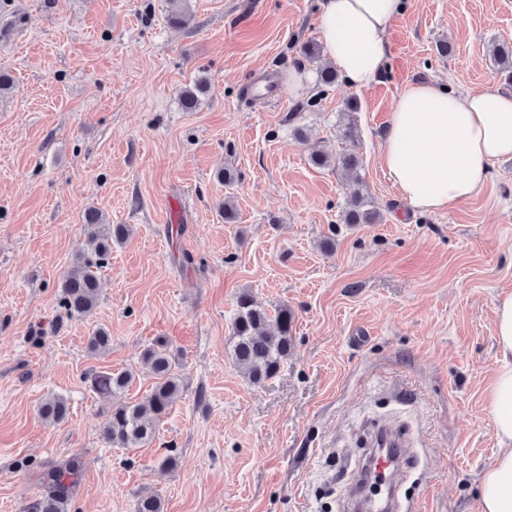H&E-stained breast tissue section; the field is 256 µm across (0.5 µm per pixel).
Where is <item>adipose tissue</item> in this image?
I'll return each mask as SVG.
<instances>
[{
    "label": "adipose tissue",
    "mask_w": 512,
    "mask_h": 512,
    "mask_svg": "<svg viewBox=\"0 0 512 512\" xmlns=\"http://www.w3.org/2000/svg\"><path fill=\"white\" fill-rule=\"evenodd\" d=\"M407 0H319L324 54L350 86L365 89L387 64L388 38ZM512 158V91L459 93L424 82L399 94L381 146L392 184L417 210L437 212L478 196L485 171ZM501 356L489 389L500 448L479 482L481 512H512V289L494 305Z\"/></svg>",
    "instance_id": "1"
}]
</instances>
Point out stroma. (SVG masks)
I'll return each instance as SVG.
<instances>
[{"mask_svg": "<svg viewBox=\"0 0 512 512\" xmlns=\"http://www.w3.org/2000/svg\"><path fill=\"white\" fill-rule=\"evenodd\" d=\"M175 8L0 0V70L14 81L0 99V512H26L43 471L73 456L68 512H134L149 495L164 512H343L369 419L413 437L400 495L415 512H479L498 449L488 391L494 304L512 287V159L490 166L477 197L425 213L379 154L405 85L504 86L489 50L512 43V0H408L375 83L302 96L288 79L317 71L301 47L321 39L318 0H190L181 28ZM200 78L208 90L184 110L179 93ZM306 96L317 106L295 112ZM316 147L356 153L358 177L313 166ZM358 193L376 223H345ZM90 208L131 234L100 271L94 312L66 318ZM245 289L295 312L287 360L258 385L232 359ZM98 328L112 342L94 356ZM161 337L181 390L150 443L112 447L85 377L132 370L123 398L141 400L154 383L142 354ZM51 393L68 399L67 421L39 417Z\"/></svg>", "mask_w": 512, "mask_h": 512, "instance_id": "1", "label": "stroma"}]
</instances>
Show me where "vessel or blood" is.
<instances>
[{
  "instance_id": "obj_1",
  "label": "vessel or blood",
  "mask_w": 512,
  "mask_h": 512,
  "mask_svg": "<svg viewBox=\"0 0 512 512\" xmlns=\"http://www.w3.org/2000/svg\"><path fill=\"white\" fill-rule=\"evenodd\" d=\"M366 445L375 454L363 467L362 483L348 491L354 512H402L399 483L411 459L406 433L393 425L379 423L369 431Z\"/></svg>"
}]
</instances>
